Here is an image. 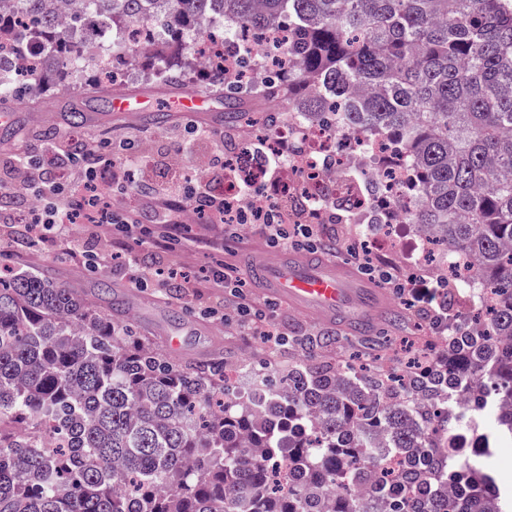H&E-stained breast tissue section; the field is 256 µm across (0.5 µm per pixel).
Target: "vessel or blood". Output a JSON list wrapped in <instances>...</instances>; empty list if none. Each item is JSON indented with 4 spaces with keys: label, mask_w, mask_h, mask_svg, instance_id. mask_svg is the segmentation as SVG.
<instances>
[{
    "label": "vessel or blood",
    "mask_w": 512,
    "mask_h": 512,
    "mask_svg": "<svg viewBox=\"0 0 512 512\" xmlns=\"http://www.w3.org/2000/svg\"><path fill=\"white\" fill-rule=\"evenodd\" d=\"M208 101L206 95L182 90L169 104L176 114L195 115ZM254 274L264 294L351 334L368 333L391 310L386 291L362 281L350 263L327 256L316 260L291 252L273 262L259 261Z\"/></svg>",
    "instance_id": "obj_1"
}]
</instances>
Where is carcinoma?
<instances>
[{
    "instance_id": "1",
    "label": "carcinoma",
    "mask_w": 512,
    "mask_h": 512,
    "mask_svg": "<svg viewBox=\"0 0 512 512\" xmlns=\"http://www.w3.org/2000/svg\"><path fill=\"white\" fill-rule=\"evenodd\" d=\"M0 13L22 55L37 42L65 76H111L78 53L49 0ZM68 25L137 57L119 34L148 27L164 48L196 43L210 18L224 36L282 27L288 70L222 78L225 142L270 135L293 113L388 139L412 163L410 224L494 295L466 321L436 289L438 354L400 375L381 361H312L318 336L272 389L235 394L220 374L180 366L77 288L0 259V512H512L467 456L481 421L435 405L459 392L481 409L512 404V0H69ZM161 78L189 55L146 56ZM27 86L0 70V97ZM87 279L112 293L96 265Z\"/></svg>"
}]
</instances>
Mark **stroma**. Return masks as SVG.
<instances>
[{
    "label": "stroma",
    "mask_w": 512,
    "mask_h": 512,
    "mask_svg": "<svg viewBox=\"0 0 512 512\" xmlns=\"http://www.w3.org/2000/svg\"><path fill=\"white\" fill-rule=\"evenodd\" d=\"M80 110L90 120L79 131L80 138L94 140L104 136L113 140H129L134 152L142 159L136 164L122 163L109 157L106 170L122 173L124 178L139 177L155 185L176 191L192 169L209 170L207 187L220 193L224 187V171L213 164L214 156L224 149V121L216 113L199 116V125L209 129V136L195 138L184 130V121L170 117L163 125L154 124L148 113L138 118L124 117L104 107L95 88H80L61 84L45 94L30 93L26 106L20 107L13 122L12 135L0 134V210H27L34 199L33 190L18 183V159L25 153L51 155L54 145L61 141V131L67 112ZM181 155L182 169H173L171 155ZM188 217L182 232L187 237H205L225 246L224 258L234 264L242 286L230 292L212 287L206 277L213 264L214 253L209 248H192L179 253L146 243L139 246V267L125 260L130 247L124 240L98 241L99 229L93 224L72 227L70 242L53 236L28 241L17 236L12 225L0 223V246L10 250L14 266L40 269L55 281L85 287V269L74 257L75 249L96 254L102 275L112 282L113 298L122 300L123 319L129 320L137 339L148 342L160 352L170 355L177 363L205 366L221 362L238 367L231 380L230 390L247 394L259 388L266 375L287 367L296 351L289 344L293 336H323L327 342L313 358L321 360L355 353L354 339L339 337L329 340V328L318 324L311 316L294 311L279 299L260 298L254 282L248 277L245 265L249 255L258 253L266 259L279 258L281 249L269 246L264 229L258 224H239L226 231L195 219L192 206H185ZM177 271L190 279L191 285L179 291L162 288H139L134 279L139 271ZM399 312V325H381L378 333L385 336L388 350L406 356L415 346V338L431 333L432 307L427 303L410 304L394 298ZM255 314L256 332L240 329L239 309ZM180 338L177 350L166 343L169 336Z\"/></svg>",
    "instance_id": "obj_1"
}]
</instances>
